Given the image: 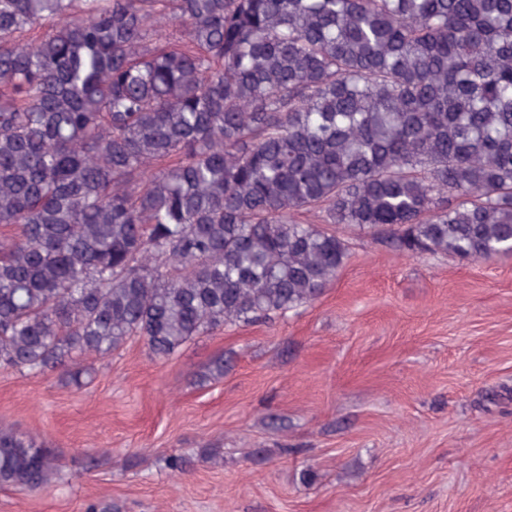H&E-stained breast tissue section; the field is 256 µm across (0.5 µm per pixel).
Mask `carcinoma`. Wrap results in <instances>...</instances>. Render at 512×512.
I'll use <instances>...</instances> for the list:
<instances>
[{
  "label": "carcinoma",
  "mask_w": 512,
  "mask_h": 512,
  "mask_svg": "<svg viewBox=\"0 0 512 512\" xmlns=\"http://www.w3.org/2000/svg\"><path fill=\"white\" fill-rule=\"evenodd\" d=\"M512 256V0H0V368L313 304L336 227ZM54 450L0 429V487Z\"/></svg>",
  "instance_id": "obj_1"
}]
</instances>
